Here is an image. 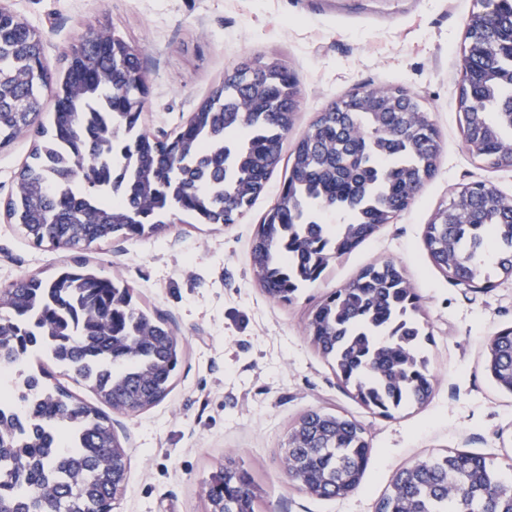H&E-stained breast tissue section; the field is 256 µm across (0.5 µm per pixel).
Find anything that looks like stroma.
Here are the masks:
<instances>
[{
  "label": "stroma",
  "mask_w": 512,
  "mask_h": 512,
  "mask_svg": "<svg viewBox=\"0 0 512 512\" xmlns=\"http://www.w3.org/2000/svg\"><path fill=\"white\" fill-rule=\"evenodd\" d=\"M473 0H6L43 35L46 60L60 64L91 26L109 23L141 54L148 94L143 125L172 134L212 85L244 55L279 58L295 71L301 98L295 133L363 83L400 86L428 108L440 132L436 175L408 209L341 258L329 275L287 304L253 280L256 227L284 180L277 168L236 224L173 222L138 239L92 244L86 258L121 279L165 318L186 356L174 387L138 412H111L130 454L127 490L113 512H205L211 476L231 457L262 488L260 512H374L393 474L451 449L512 466V395L482 370L488 338L512 325V280L469 288L427 260L422 235L459 186L485 181L512 195V166L488 167L464 148L458 125L459 60ZM34 144L31 133L0 149V289L20 276L50 277L61 251L35 247L3 207ZM401 264L425 300L433 396L393 419L372 414L338 384L305 331L313 306L369 264ZM328 409L355 417L372 438L362 487L324 499L293 487L281 446L298 415Z\"/></svg>",
  "instance_id": "obj_1"
}]
</instances>
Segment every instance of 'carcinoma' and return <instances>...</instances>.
Returning a JSON list of instances; mask_svg holds the SVG:
<instances>
[{"instance_id": "cac0c4a2", "label": "carcinoma", "mask_w": 512, "mask_h": 512, "mask_svg": "<svg viewBox=\"0 0 512 512\" xmlns=\"http://www.w3.org/2000/svg\"><path fill=\"white\" fill-rule=\"evenodd\" d=\"M458 96L463 143L498 166L512 158V0H478L468 15ZM57 70L40 33L0 16V147L22 131L35 145L6 204L10 223L36 247L79 252L113 238L156 233L171 216L232 224L264 192L294 127L299 82L288 65L244 56L215 83L186 124L153 140L141 118L146 91L140 54L106 23L91 28ZM54 97L50 125L42 121ZM317 114L294 142L288 177L252 240L253 279L288 303L323 279L340 258L388 224L434 177L440 134L420 100L402 87L363 84ZM334 210L341 224H325ZM432 265L458 285L491 288L512 278V198L491 183L450 194L425 225ZM0 371L18 368L45 394L37 430L26 439L0 419V512H112L126 492L122 444L109 416L78 399L55 374L63 367L109 406L139 411L171 390L181 349L162 316L132 288L76 256L46 280L25 275L0 292ZM422 297L403 268H363L312 309L305 330L334 362L339 385L385 418L427 404L432 374ZM485 371L512 394V326L490 337ZM371 444L356 419L310 410L292 424L282 453L291 484L319 498L361 487ZM61 477L44 480L48 471ZM207 512H257L261 489L229 460L206 490ZM375 512H512V475L460 450L424 457L395 472Z\"/></svg>"}]
</instances>
